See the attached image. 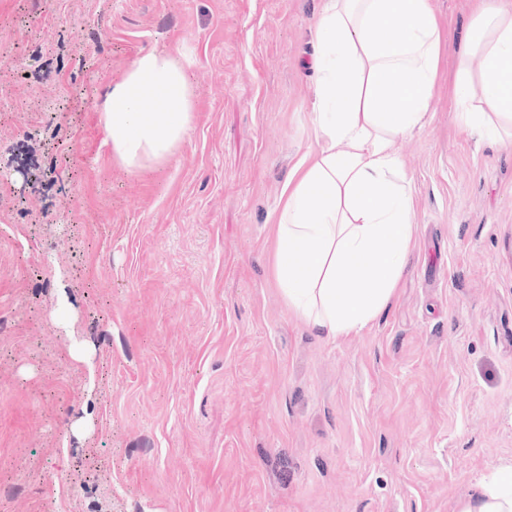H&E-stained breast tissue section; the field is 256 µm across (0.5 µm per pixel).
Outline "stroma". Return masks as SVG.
I'll use <instances>...</instances> for the list:
<instances>
[{"instance_id": "obj_1", "label": "stroma", "mask_w": 512, "mask_h": 512, "mask_svg": "<svg viewBox=\"0 0 512 512\" xmlns=\"http://www.w3.org/2000/svg\"><path fill=\"white\" fill-rule=\"evenodd\" d=\"M322 6L0 0V512H450L512 461V144L458 126L453 59L394 146V301L332 343L274 284ZM153 49L192 128L136 174L96 105Z\"/></svg>"}]
</instances>
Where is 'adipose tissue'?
Returning <instances> with one entry per match:
<instances>
[{
    "mask_svg": "<svg viewBox=\"0 0 512 512\" xmlns=\"http://www.w3.org/2000/svg\"><path fill=\"white\" fill-rule=\"evenodd\" d=\"M448 89L456 120L512 138V0H474ZM313 124L278 206L273 275L289 310L331 341L392 302L413 237V191L393 144L422 129L449 37L431 0H325L317 22ZM479 57V72L470 61ZM112 156L133 173L166 163L191 129L178 55H138L97 106ZM452 512H512V462L481 476Z\"/></svg>",
    "mask_w": 512,
    "mask_h": 512,
    "instance_id": "1",
    "label": "adipose tissue"
}]
</instances>
